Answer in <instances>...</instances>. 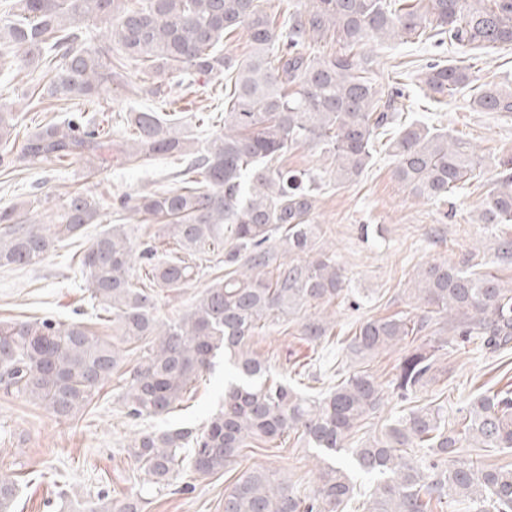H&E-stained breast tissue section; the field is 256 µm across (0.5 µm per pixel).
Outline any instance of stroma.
I'll list each match as a JSON object with an SVG mask.
<instances>
[{"mask_svg":"<svg viewBox=\"0 0 512 512\" xmlns=\"http://www.w3.org/2000/svg\"><path fill=\"white\" fill-rule=\"evenodd\" d=\"M373 77L386 90L401 88L403 114L450 132L470 143L479 165L474 179L446 202L415 197L392 174L393 160L379 153L354 182L321 183L314 217L321 228L316 247L335 253L347 280L348 297L324 312L335 319V333L349 336L360 321L394 314L420 315L414 299L418 272L433 262L458 264L474 258L481 269L512 287V263L497 261L502 236L512 237V224H485L480 220L485 193L499 177L503 161L512 159V114L473 111L466 96L435 104L412 83L427 62L465 61L484 82L512 85V47L469 50L431 41L375 47ZM40 68L14 61L0 73V100L16 115L13 151H20L27 135L73 108L72 102L28 93L42 83ZM158 109L157 99L114 89L89 112L105 129L121 130V117L133 108ZM170 111L190 114L194 137L214 133L213 123L224 110V93L213 76L196 75L170 96ZM166 165L161 161L136 167L109 163L93 178H85L82 162L65 160L0 171V208L39 200L38 214L51 223L52 206L69 191L86 188L103 205L104 222H112V205L120 197L154 188ZM98 230L85 233L52 249L38 263L18 270L0 269V322L52 316L79 321L104 340L112 338V323L89 298L80 259ZM224 259L223 251L210 255V265L189 287L155 289L157 314L172 320L182 314L210 283ZM438 325H431L425 343L437 346V371L417 389V405L441 410L454 421L468 400L488 388L512 383V350L496 355L469 344L444 346ZM254 350L270 365L279 381H298L312 387L320 366L334 359L331 344L306 343L294 330H262L253 337ZM223 356L193 383L184 402L170 414L135 419L126 415L120 394L124 376L114 375L76 417L56 420L44 408L0 387V471L19 484L12 512H78L77 503L100 495L122 500L142 491L147 512H224V491L243 471L264 466L280 471L300 489H311L316 470L313 449L290 441L276 448H248L230 471L209 476L185 472L178 483L162 489L142 485L140 472L127 448L142 430L202 428L224 401Z\"/></svg>","mask_w":512,"mask_h":512,"instance_id":"1","label":"stroma"}]
</instances>
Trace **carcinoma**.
I'll return each instance as SVG.
<instances>
[{"label":"carcinoma","instance_id":"cac0c4a2","mask_svg":"<svg viewBox=\"0 0 512 512\" xmlns=\"http://www.w3.org/2000/svg\"><path fill=\"white\" fill-rule=\"evenodd\" d=\"M3 0L0 64L15 55L43 67L51 97L95 102L112 87L130 88L128 69H152L180 86L186 76L216 75L224 91L223 128L204 143L188 134L177 112L126 113L115 142L81 114L50 121L31 133L13 159L24 165L63 158L85 161L86 176L117 160L135 165L161 157L186 159L178 185L120 201L115 223L85 251L90 299L112 315L106 341L78 321L53 318L0 323L4 389L43 406L54 418L84 409L124 363V344L140 343L142 360L122 387L127 414L157 417L184 401L188 387L223 350L235 380L203 429L143 431L129 445L147 481L173 484L186 468L203 476L237 462L246 448L294 436L322 451L313 488L302 492L270 468L245 470L224 492V512H345L355 498V474L377 478L361 512H431V504L471 512H512V467H476L455 459L461 448L493 454L512 448V387L487 389L458 410L448 428L439 410L407 407L381 434L352 440L384 399L409 400L433 369L434 353L419 345L403 356L383 386L361 364L425 331V319L370 318L341 340L336 385L309 397L289 383L269 382L266 360L251 346L271 325L296 324L311 344L330 341L333 326L310 310L346 298L336 254L315 251V179L277 165L289 150L315 145L335 162L336 183L358 178L381 130L398 120L374 83L372 55L384 40H433L469 49L512 46V0H307L277 24L260 0ZM105 24L106 38L88 40L83 24ZM246 32L247 59L224 52V38ZM329 40L343 52L325 55ZM418 81L439 101L464 92L477 112L512 113V90L478 83L471 67L448 60L426 64ZM14 113L0 102V167ZM396 179L419 198L446 201L465 188L477 162L470 145L419 122L403 124L387 146ZM161 224L175 247L158 252L135 244L127 217ZM485 224L512 223V175L502 172L481 212ZM102 204L88 191L67 195L45 227L29 209L0 210V268L39 262L57 244L101 224ZM224 250L217 275L176 319L155 312L148 288L134 283V266L151 285L186 288L211 249ZM424 308L448 315V343L512 348V288L480 274L469 261L423 268L415 288ZM18 483L0 473V512H12ZM144 498L101 496L84 512H142Z\"/></svg>","mask_w":512,"mask_h":512}]
</instances>
